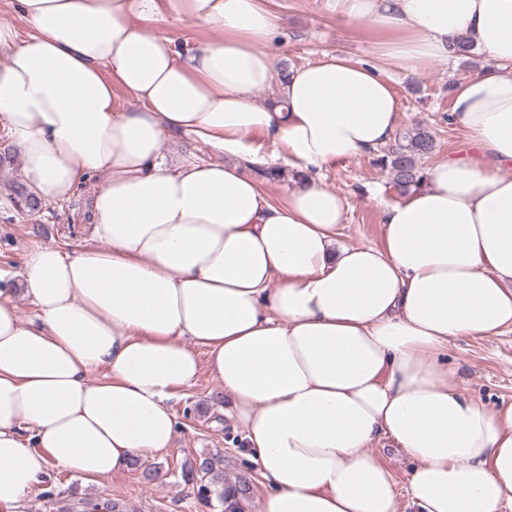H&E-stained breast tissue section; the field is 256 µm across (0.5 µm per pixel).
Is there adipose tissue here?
<instances>
[{
  "instance_id": "ef3b65f1",
  "label": "adipose tissue",
  "mask_w": 512,
  "mask_h": 512,
  "mask_svg": "<svg viewBox=\"0 0 512 512\" xmlns=\"http://www.w3.org/2000/svg\"><path fill=\"white\" fill-rule=\"evenodd\" d=\"M10 2L0 127L36 197L87 189L93 242L29 252L35 320L0 289V512L50 469L97 481L170 448V401L203 367L259 466L258 512H512V402L462 392L446 358L512 332V0H328L379 33L373 59L283 81L267 0H167L208 33L186 52L153 30L157 0ZM463 37L491 61L451 98L468 151L384 206L381 246L339 244L321 171L393 139L389 69L454 60ZM182 137L218 159L165 161ZM255 167L292 172L281 200ZM383 439L414 464L405 489Z\"/></svg>"
}]
</instances>
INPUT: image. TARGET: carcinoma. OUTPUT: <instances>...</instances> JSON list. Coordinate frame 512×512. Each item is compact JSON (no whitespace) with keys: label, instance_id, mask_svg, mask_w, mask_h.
Here are the masks:
<instances>
[{"label":"carcinoma","instance_id":"obj_1","mask_svg":"<svg viewBox=\"0 0 512 512\" xmlns=\"http://www.w3.org/2000/svg\"><path fill=\"white\" fill-rule=\"evenodd\" d=\"M436 149L434 132L426 125H418L396 136L394 141L380 148L373 163L388 174L390 184L404 195L413 188L423 185L426 171L419 164V159L432 154ZM11 194L24 206L37 210L41 202L22 183L10 185ZM214 494L224 512H243L242 501L248 498L249 485L244 481L235 483V488L226 485L213 488Z\"/></svg>","mask_w":512,"mask_h":512}]
</instances>
